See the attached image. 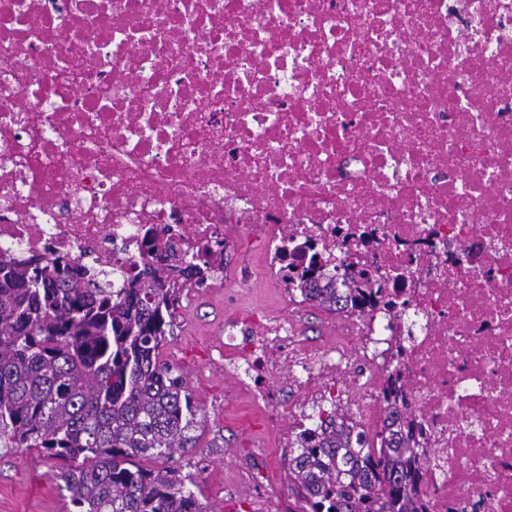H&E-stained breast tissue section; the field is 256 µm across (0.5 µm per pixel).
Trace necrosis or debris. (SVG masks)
<instances>
[{
	"instance_id": "necrosis-or-debris-1",
	"label": "necrosis or debris",
	"mask_w": 512,
	"mask_h": 512,
	"mask_svg": "<svg viewBox=\"0 0 512 512\" xmlns=\"http://www.w3.org/2000/svg\"><path fill=\"white\" fill-rule=\"evenodd\" d=\"M263 245L276 281L365 270L326 353L241 319L255 386L357 365L412 405L427 512H512V0H0V253L142 270Z\"/></svg>"
}]
</instances>
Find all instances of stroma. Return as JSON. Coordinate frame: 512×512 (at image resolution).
Returning a JSON list of instances; mask_svg holds the SVG:
<instances>
[{"label":"stroma","instance_id":"stroma-1","mask_svg":"<svg viewBox=\"0 0 512 512\" xmlns=\"http://www.w3.org/2000/svg\"><path fill=\"white\" fill-rule=\"evenodd\" d=\"M261 247L240 236L224 259V277L209 288L185 291L176 311V328L160 358L183 376L200 412L195 439L168 460L207 512H305V503L288 471L297 427L282 419L269 426L243 359L224 347V325L259 314L284 318L304 343L331 345L340 316L288 298L261 265ZM252 266L248 279L237 277L239 263ZM298 367L280 363L269 377V392L286 404H300L306 425L329 408L342 390L344 371L321 379L315 397L297 385ZM59 464L40 449L21 448L0 431V512H71L70 496L56 474Z\"/></svg>","mask_w":512,"mask_h":512}]
</instances>
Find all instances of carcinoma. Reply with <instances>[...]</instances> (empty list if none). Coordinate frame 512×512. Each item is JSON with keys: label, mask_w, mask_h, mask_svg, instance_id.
I'll return each instance as SVG.
<instances>
[{"label": "carcinoma", "mask_w": 512, "mask_h": 512, "mask_svg": "<svg viewBox=\"0 0 512 512\" xmlns=\"http://www.w3.org/2000/svg\"><path fill=\"white\" fill-rule=\"evenodd\" d=\"M70 262L0 255V424L63 461L76 512H206L182 480L136 460H168L194 440L199 408L159 349L181 294L224 268V252L177 277L160 259L117 288L111 271L75 275ZM368 284L364 271L339 279L311 265L288 289L350 317L372 302ZM384 402L377 448L336 404L297 433L288 470L308 512H426L410 405L395 388Z\"/></svg>", "instance_id": "carcinoma-1"}]
</instances>
